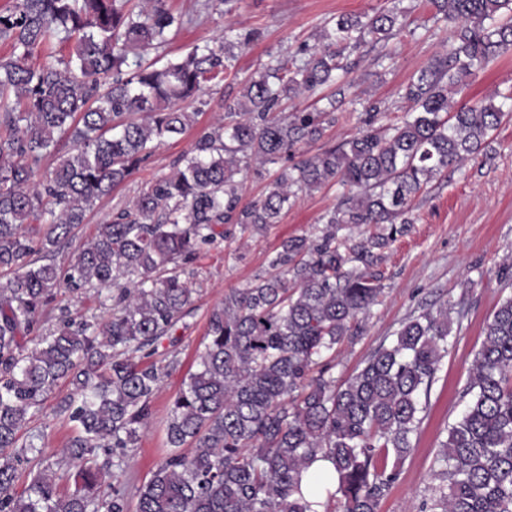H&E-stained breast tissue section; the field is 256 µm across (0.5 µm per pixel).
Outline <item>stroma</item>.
Instances as JSON below:
<instances>
[{
    "label": "stroma",
    "instance_id": "35a3bbf8",
    "mask_svg": "<svg viewBox=\"0 0 512 512\" xmlns=\"http://www.w3.org/2000/svg\"><path fill=\"white\" fill-rule=\"evenodd\" d=\"M197 4L198 0H168L172 10L194 17L172 39L170 55L179 56L218 39L228 27L237 33L258 31V40L239 51L221 86L205 89L196 124L184 135L158 143L149 160L127 182L87 211L84 223L56 253L57 264L66 265L79 247L109 223L113 214L128 206L140 190L172 171L174 162L223 116L221 95H238L245 83L276 57L298 54L306 44L316 45L321 28L330 18L371 11L381 7L382 0H239L231 14L214 10L202 16L195 13ZM403 6L405 29L400 36L388 45L369 42L351 53L355 63L352 84L344 89L336 124L321 139L301 144L302 156L318 154L357 135L366 101H383L388 122L406 111L401 89L433 55L447 50L449 31L445 21L435 19L427 0H404ZM511 89L512 54L470 80L457 101L471 105ZM340 193L339 186L328 185L300 194L279 223L260 233L231 226L224 241L202 247L193 260L178 264L177 273L194 290L193 301L172 336L161 339L151 357L152 362L169 366L170 371L151 402L149 425L138 446L128 449L126 466L118 475L128 489L147 481L166 455L165 428L171 402L183 379L195 369L211 309L223 302L225 292L248 287L256 275L267 272L268 258L281 241L312 231ZM415 203L416 223L386 250L379 267L383 285L380 302L364 320L362 334L339 346L334 375L337 380L346 379L422 305L463 298L467 312L452 325L448 352L431 388L415 449L381 501L379 512H417L431 483L439 445L449 424L465 408L461 391L481 347L483 327L499 302L512 296V287L499 277L504 263L512 262V118L494 132L486 156L438 176ZM111 312V291L88 287L74 292L62 284L43 313L40 332L49 334L63 313L80 321L106 317ZM70 391L68 383H59L26 429L27 434L39 436L45 454L55 460L62 459L63 448L75 434L73 423L54 411L58 400Z\"/></svg>",
    "mask_w": 512,
    "mask_h": 512
}]
</instances>
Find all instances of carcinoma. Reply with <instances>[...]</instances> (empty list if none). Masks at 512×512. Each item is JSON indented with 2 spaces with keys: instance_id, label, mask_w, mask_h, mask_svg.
Returning <instances> with one entry per match:
<instances>
[{
  "instance_id": "carcinoma-1",
  "label": "carcinoma",
  "mask_w": 512,
  "mask_h": 512,
  "mask_svg": "<svg viewBox=\"0 0 512 512\" xmlns=\"http://www.w3.org/2000/svg\"><path fill=\"white\" fill-rule=\"evenodd\" d=\"M402 2L340 15L317 47L301 49V64L277 58L263 67L240 97L224 99V120L64 271L47 255L154 143L186 132L199 114L187 108L206 84L224 80L234 49L259 33L147 63L187 23L166 0L146 8L134 0H12L0 11V40L10 45L0 58V270L10 273L0 277V512H129L127 489L111 479L126 449L137 447L168 372L145 358L172 335L194 293L168 266L224 239L228 224L262 231L278 223L300 194L329 184L343 192L321 226L282 240L269 272L210 312L196 370L172 402L167 454L136 488L135 512H312L301 484L319 458L336 472L325 512H379L413 450L448 353L451 313L462 315L464 301L421 307L340 384L337 348L359 335L377 304V267L415 223V198L481 154L508 117L492 97L456 107L450 94L512 54V0H430L448 22V53L403 87L409 109L395 122L377 124L381 103L368 101L356 137L297 161L298 144L336 123V96L323 108L278 107L350 74L347 48L399 35ZM37 48L46 60L33 66ZM64 138L74 153L35 181ZM267 164L280 168L264 196L241 205L236 176ZM35 221L49 225L38 246L24 232ZM363 224L378 232L347 233ZM62 280L74 290H116L112 318L76 323L63 314L27 347ZM61 381L72 391L57 412L78 431L66 449L74 471L65 492L35 437L20 442ZM462 398L422 512H512V297L485 324ZM22 469L29 481L19 491Z\"/></svg>"
}]
</instances>
